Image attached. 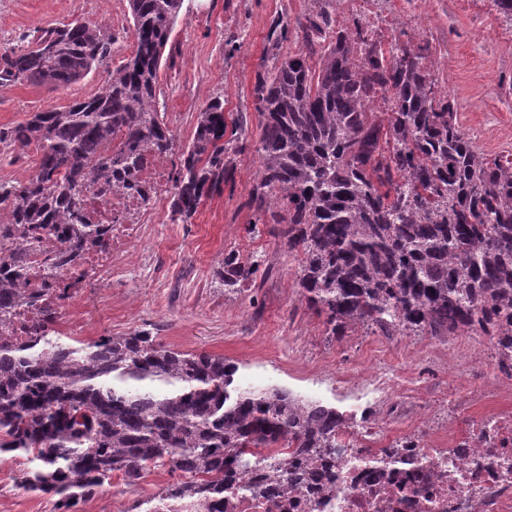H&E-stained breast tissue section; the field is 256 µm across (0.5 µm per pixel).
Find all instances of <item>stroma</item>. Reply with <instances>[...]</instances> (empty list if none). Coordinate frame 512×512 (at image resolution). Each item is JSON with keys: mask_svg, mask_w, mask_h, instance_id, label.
I'll use <instances>...</instances> for the list:
<instances>
[{"mask_svg": "<svg viewBox=\"0 0 512 512\" xmlns=\"http://www.w3.org/2000/svg\"><path fill=\"white\" fill-rule=\"evenodd\" d=\"M312 7L313 0H184L159 72L165 120L180 143L191 139L198 112L214 96L222 97L226 117L252 111L273 15L301 16ZM368 9L408 17L425 31L463 131L487 158L512 153V22L491 0H369ZM75 19L117 35L109 67L130 56L128 0H0V53L38 29ZM107 69L65 87L0 85V128L97 95ZM38 161L35 148L0 143V183L26 181ZM257 169L254 150L238 155L232 182L206 198L190 224L172 223L169 200L161 198L149 237L106 284L78 290L60 332L88 341L146 329L171 348L223 357L236 366L237 383L280 386L341 411L369 405L351 386L366 381L369 352L379 347L390 365L419 382L417 400L431 407L435 423L446 422L449 401L464 392L476 414L500 402L489 337H466L475 358L464 365L432 360L436 342L428 336H377L360 328L329 339L324 315L307 305L297 285L300 253L267 231H249L255 216L245 200ZM231 250L251 257L258 272L253 283L228 293L214 271ZM25 466L23 458L0 455V512H54L47 498L17 487Z\"/></svg>", "mask_w": 512, "mask_h": 512, "instance_id": "stroma-1", "label": "stroma"}]
</instances>
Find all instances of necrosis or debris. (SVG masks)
I'll return each mask as SVG.
<instances>
[{"label": "necrosis or debris", "mask_w": 512, "mask_h": 512, "mask_svg": "<svg viewBox=\"0 0 512 512\" xmlns=\"http://www.w3.org/2000/svg\"><path fill=\"white\" fill-rule=\"evenodd\" d=\"M168 176V157H155L134 175L135 189L116 196L90 191L92 221L111 225L112 249L103 257L86 254L89 279L106 280L144 240V226L119 214L139 210V189L166 190ZM400 413L398 404H386L377 418L339 435L336 466L314 488L294 487L278 473L270 493L242 482L225 487L224 512H512V406L387 438L384 420Z\"/></svg>", "instance_id": "necrosis-or-debris-1"}]
</instances>
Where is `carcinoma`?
<instances>
[{
	"label": "carcinoma",
	"mask_w": 512,
	"mask_h": 512,
	"mask_svg": "<svg viewBox=\"0 0 512 512\" xmlns=\"http://www.w3.org/2000/svg\"><path fill=\"white\" fill-rule=\"evenodd\" d=\"M183 2L128 0L133 52L102 91L0 130V143L40 154L27 181L0 183V454L26 459L18 486L50 496L55 512H78L114 472L134 484L167 466L180 480L166 496L207 504L226 481L277 471L275 448L291 449L295 482L318 480L316 462L336 464L347 420L333 406L280 387L237 388L224 358L169 348L149 330L68 342L55 329L70 296L63 269L112 248L87 221L84 192L124 185L156 154L179 153L170 220L190 224L254 146L252 227L268 224L301 250L299 286L328 335L489 336L512 372V159L485 158L464 133L425 35L401 29L385 43L359 18L336 26L324 6L276 15L252 90L259 140L241 116L224 140L215 97L179 148L157 85ZM115 42L80 20L46 28L0 54V83L68 85L108 65ZM379 100L386 123L373 112ZM47 238L69 250L48 254L49 287L32 288L25 247ZM257 271L231 252L216 276L235 292Z\"/></svg>",
	"instance_id": "obj_1"
}]
</instances>
